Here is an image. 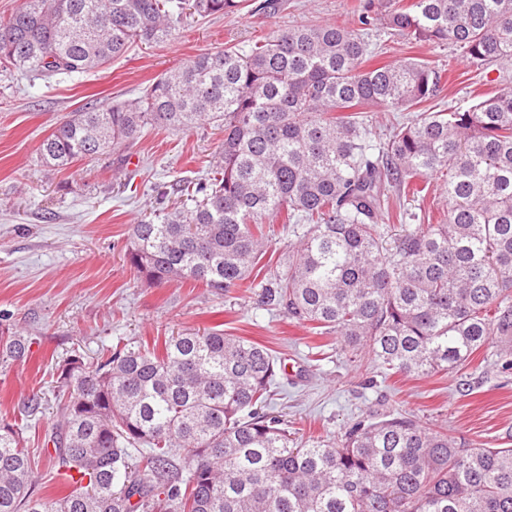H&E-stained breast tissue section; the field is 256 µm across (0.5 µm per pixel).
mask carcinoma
I'll return each mask as SVG.
<instances>
[{
    "label": "carcinoma",
    "instance_id": "1",
    "mask_svg": "<svg viewBox=\"0 0 512 512\" xmlns=\"http://www.w3.org/2000/svg\"><path fill=\"white\" fill-rule=\"evenodd\" d=\"M201 18L250 0H188ZM183 0H25L0 18V64L51 80L98 68L134 44L166 42ZM380 27L512 61V0H359L349 23L277 29L201 53L134 100L72 113L39 145L67 168L148 127H224L212 178L174 192L193 202L131 225L126 258L150 283L228 292L269 248L287 214L288 260L257 284L261 306L343 337L391 374L463 368L494 341L512 369V81L477 103L418 112L376 140L366 109L409 110L442 72L413 58L365 67ZM445 176L448 219L392 232L389 178L404 195ZM31 339L0 332V365ZM62 408L50 479L33 495L22 429L0 423V512H512V448H465L400 412L335 438L290 437L262 411L278 358L218 330L118 343L55 366ZM139 453L133 461L132 449ZM180 455L183 471L173 470Z\"/></svg>",
    "mask_w": 512,
    "mask_h": 512
}]
</instances>
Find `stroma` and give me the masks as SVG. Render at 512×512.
<instances>
[{
	"label": "stroma",
	"instance_id": "1",
	"mask_svg": "<svg viewBox=\"0 0 512 512\" xmlns=\"http://www.w3.org/2000/svg\"><path fill=\"white\" fill-rule=\"evenodd\" d=\"M277 2L268 17H186L167 42L132 47L74 78L48 82L0 66V329L33 339L26 362L0 367V422L41 397V411L23 431L40 473L36 496L67 492L45 479L51 464L44 448L61 409L53 362L75 350L91 358L120 341L144 345L185 329L221 330L271 349L286 392L268 410L283 416L296 438L337 435L374 411L394 410L445 428L465 445L512 448V370H502L495 348L458 371L387 377L367 357L351 358L336 334L313 333L287 313L259 308L249 283L218 295L133 273L125 261L131 224L160 212L171 184L207 175L223 128L201 122L187 131L155 129L65 169L41 162L40 142L69 113L134 99L195 55L246 44L278 26L346 21L355 0ZM407 57L444 73L425 104L432 111L469 107L499 89L498 74L512 77L510 65L485 66L408 36L389 39L381 60Z\"/></svg>",
	"mask_w": 512,
	"mask_h": 512
}]
</instances>
